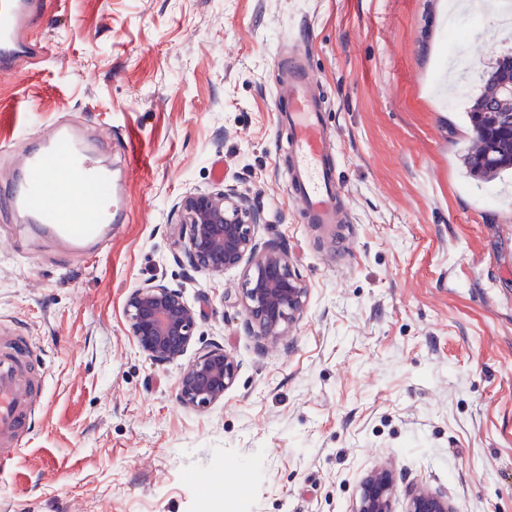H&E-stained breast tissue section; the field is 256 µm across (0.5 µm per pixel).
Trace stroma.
I'll return each mask as SVG.
<instances>
[{
    "instance_id": "obj_1",
    "label": "stroma",
    "mask_w": 512,
    "mask_h": 512,
    "mask_svg": "<svg viewBox=\"0 0 512 512\" xmlns=\"http://www.w3.org/2000/svg\"><path fill=\"white\" fill-rule=\"evenodd\" d=\"M452 0H42V50L0 76V326L49 370L44 415L0 472V512H352L393 465L458 512H512V199L459 155L465 105L435 88ZM470 85L512 30L462 27ZM318 73L349 221L305 223L286 187L274 92L284 56ZM77 120L103 160L126 141L129 209L94 257L65 254L7 205L4 173L40 130ZM235 185L263 209L309 290L289 345L259 349L229 302L242 269L179 263L172 209ZM203 308L195 348L240 370L203 412L176 399L183 361L153 364L124 306L145 280Z\"/></svg>"
}]
</instances>
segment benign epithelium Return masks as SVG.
<instances>
[{
	"instance_id": "benign-epithelium-1",
	"label": "benign epithelium",
	"mask_w": 512,
	"mask_h": 512,
	"mask_svg": "<svg viewBox=\"0 0 512 512\" xmlns=\"http://www.w3.org/2000/svg\"><path fill=\"white\" fill-rule=\"evenodd\" d=\"M175 212L184 263L211 275L247 264L235 300L245 312L246 329L262 348L283 342L304 312L308 289L292 269L288 249L257 238V227L266 223L263 211L235 185L227 184L217 192L183 196ZM202 315L180 290L155 278L134 289L124 307L130 335L139 350L157 364L170 363L187 352ZM238 369V362L224 346L204 347L179 376V402L196 410L220 402ZM396 491L393 467L380 464L361 479L354 512H394ZM406 512H456V508L448 495L416 485L408 492Z\"/></svg>"
}]
</instances>
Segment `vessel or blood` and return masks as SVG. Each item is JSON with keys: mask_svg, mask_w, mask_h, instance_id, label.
Returning a JSON list of instances; mask_svg holds the SVG:
<instances>
[{"mask_svg": "<svg viewBox=\"0 0 512 512\" xmlns=\"http://www.w3.org/2000/svg\"><path fill=\"white\" fill-rule=\"evenodd\" d=\"M42 0H0V73L35 44L24 32ZM275 89L278 123L288 127L290 203L311 224H339L346 209L340 199L333 146L326 134L319 75L305 53L292 56ZM13 211L25 214L32 229L66 251L97 252L112 234V215L125 208L112 186V169L81 137L78 126L59 122L38 134L36 145L10 173ZM87 191L79 204L69 195ZM45 366L34 362L22 330L0 332V467L10 466L37 422L36 403L44 394Z\"/></svg>", "mask_w": 512, "mask_h": 512, "instance_id": "obj_1", "label": "vessel or blood"}]
</instances>
